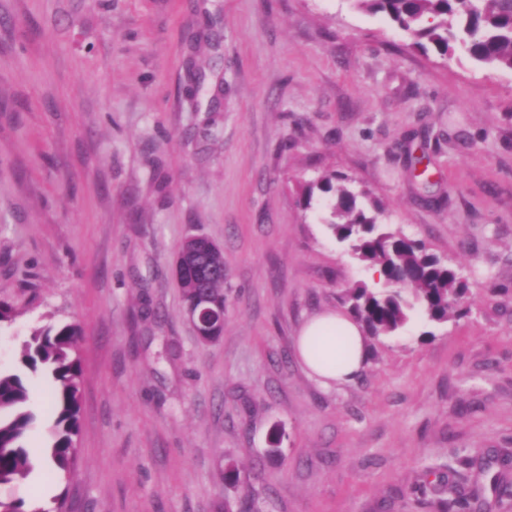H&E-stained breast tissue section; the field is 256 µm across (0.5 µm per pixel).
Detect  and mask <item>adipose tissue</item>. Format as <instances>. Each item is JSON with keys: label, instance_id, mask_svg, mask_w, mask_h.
I'll return each mask as SVG.
<instances>
[{"label": "adipose tissue", "instance_id": "adipose-tissue-1", "mask_svg": "<svg viewBox=\"0 0 512 512\" xmlns=\"http://www.w3.org/2000/svg\"><path fill=\"white\" fill-rule=\"evenodd\" d=\"M367 351V338L360 326L341 311L311 317L296 342L300 362L327 387L352 381L362 371Z\"/></svg>", "mask_w": 512, "mask_h": 512}]
</instances>
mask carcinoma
I'll return each mask as SVG.
<instances>
[{
    "label": "carcinoma",
    "mask_w": 512,
    "mask_h": 512,
    "mask_svg": "<svg viewBox=\"0 0 512 512\" xmlns=\"http://www.w3.org/2000/svg\"><path fill=\"white\" fill-rule=\"evenodd\" d=\"M358 8L382 13L408 32L415 45L446 57L462 47L475 62L512 70V0H354ZM331 202L326 224L338 240L352 242L355 258L377 269L380 287L358 282L346 289L341 304L367 332L392 336L418 314L431 324L466 313L467 285L460 269L430 253L425 244L384 227L385 206L354 180L326 172L302 186L304 209ZM202 236H191L181 250L195 253L191 273L178 281L186 306L202 298L224 304V255L201 252ZM85 338L78 322L34 328L22 341L13 367L0 370V486L28 477L48 464L61 480L74 472L80 434L82 365L78 354ZM39 375L52 387L55 418L40 456L27 444L37 414L28 376ZM0 512H33L22 498L0 497Z\"/></svg>",
    "instance_id": "1"
}]
</instances>
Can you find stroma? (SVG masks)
I'll list each match as a JSON object with an SVG mask.
<instances>
[{"label":"stroma","instance_id":"obj_1","mask_svg":"<svg viewBox=\"0 0 512 512\" xmlns=\"http://www.w3.org/2000/svg\"><path fill=\"white\" fill-rule=\"evenodd\" d=\"M210 69L197 100L191 63ZM463 268L468 315L372 339L322 386L301 325L368 281L300 188L328 171ZM224 251L200 343L183 241ZM0 367L31 328L85 331L78 461L0 488L53 512H512V71L422 52L353 0H0ZM282 442L273 445V433ZM234 460L240 481L224 479Z\"/></svg>","mask_w":512,"mask_h":512}]
</instances>
